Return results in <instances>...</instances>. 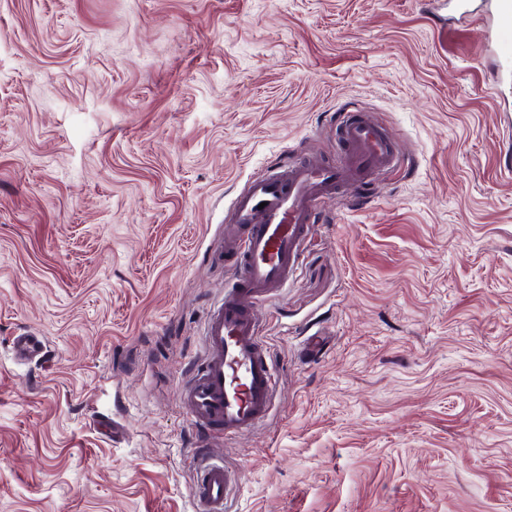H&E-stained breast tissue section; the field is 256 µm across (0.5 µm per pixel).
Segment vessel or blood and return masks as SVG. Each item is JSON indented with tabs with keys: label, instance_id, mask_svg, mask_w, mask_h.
Here are the masks:
<instances>
[{
	"label": "vessel or blood",
	"instance_id": "1",
	"mask_svg": "<svg viewBox=\"0 0 512 512\" xmlns=\"http://www.w3.org/2000/svg\"><path fill=\"white\" fill-rule=\"evenodd\" d=\"M489 24L501 75L512 77V0H492ZM337 130L336 162L309 158L270 166L248 181L224 216L232 232L216 250L232 260L236 277L209 314L203 352L180 388L192 424L204 433L235 437L267 421L276 370L258 305L287 286L325 199L403 164L394 142L369 113L343 112ZM12 351L16 360L29 361L43 357L45 347L40 337L19 336ZM234 485L222 462L199 458L191 486L193 512H225Z\"/></svg>",
	"mask_w": 512,
	"mask_h": 512
}]
</instances>
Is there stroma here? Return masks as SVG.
<instances>
[{
    "label": "stroma",
    "instance_id": "stroma-1",
    "mask_svg": "<svg viewBox=\"0 0 512 512\" xmlns=\"http://www.w3.org/2000/svg\"><path fill=\"white\" fill-rule=\"evenodd\" d=\"M487 39L436 0H0V512H192L178 390L235 276L224 211L268 166L335 159L354 102L408 163L326 200L263 303L272 413L207 441L241 473L229 512H512V95ZM23 333L47 363L14 361Z\"/></svg>",
    "mask_w": 512,
    "mask_h": 512
}]
</instances>
